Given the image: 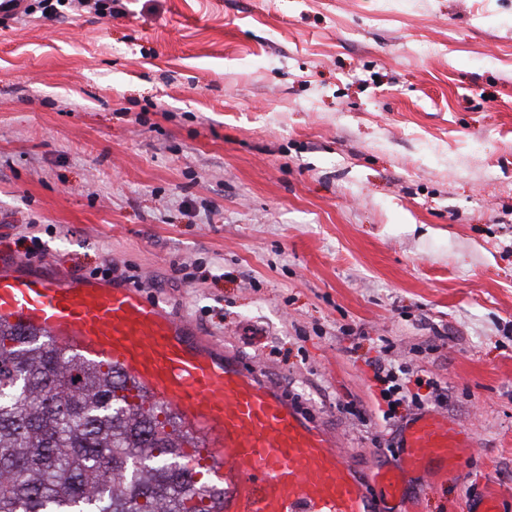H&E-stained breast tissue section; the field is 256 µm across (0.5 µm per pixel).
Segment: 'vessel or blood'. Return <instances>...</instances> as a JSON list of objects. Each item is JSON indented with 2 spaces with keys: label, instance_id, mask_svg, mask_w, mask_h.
<instances>
[{
  "label": "vessel or blood",
  "instance_id": "vessel-or-blood-1",
  "mask_svg": "<svg viewBox=\"0 0 512 512\" xmlns=\"http://www.w3.org/2000/svg\"><path fill=\"white\" fill-rule=\"evenodd\" d=\"M0 320L120 368L175 412L224 484L221 512H382L369 492L376 482L413 512L406 474L433 478L465 446L445 419L425 414L404 429L395 466L359 477L280 389L204 347L182 319L125 283L1 266Z\"/></svg>",
  "mask_w": 512,
  "mask_h": 512
}]
</instances>
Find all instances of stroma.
<instances>
[{
  "label": "stroma",
  "mask_w": 512,
  "mask_h": 512,
  "mask_svg": "<svg viewBox=\"0 0 512 512\" xmlns=\"http://www.w3.org/2000/svg\"><path fill=\"white\" fill-rule=\"evenodd\" d=\"M24 6L0 259L134 276L364 473L402 453L369 361L422 371L469 446L417 512H512V0Z\"/></svg>",
  "instance_id": "1"
}]
</instances>
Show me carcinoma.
<instances>
[{"instance_id": "cac0c4a2", "label": "carcinoma", "mask_w": 512, "mask_h": 512, "mask_svg": "<svg viewBox=\"0 0 512 512\" xmlns=\"http://www.w3.org/2000/svg\"><path fill=\"white\" fill-rule=\"evenodd\" d=\"M176 419L122 371L0 321V512H220Z\"/></svg>"}]
</instances>
